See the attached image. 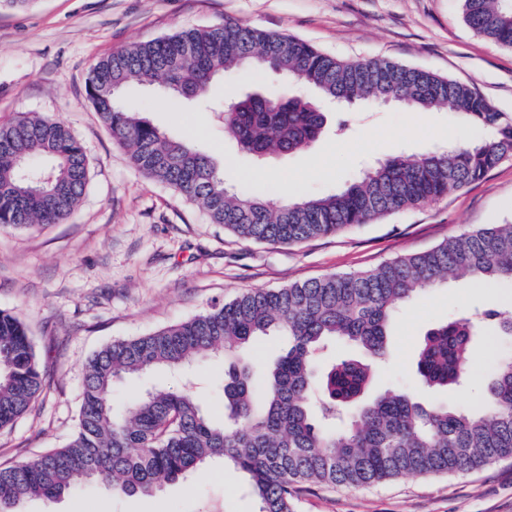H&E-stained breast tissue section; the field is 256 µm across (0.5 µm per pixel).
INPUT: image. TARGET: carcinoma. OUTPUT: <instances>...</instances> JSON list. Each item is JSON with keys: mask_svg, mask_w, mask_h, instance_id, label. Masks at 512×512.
<instances>
[{"mask_svg": "<svg viewBox=\"0 0 512 512\" xmlns=\"http://www.w3.org/2000/svg\"><path fill=\"white\" fill-rule=\"evenodd\" d=\"M462 8L475 33L512 48V0H462ZM243 64L253 67L254 91L228 100L224 136L260 162L310 148L327 124L319 102L269 90L271 74L291 76L330 102L370 99L411 111L446 106L478 136L385 159L331 194L297 195L272 206L257 193L230 192L210 157L170 138L110 92L159 82L192 101L224 70ZM87 94L139 171L196 203L212 223L259 243H302L432 203L512 156V122L466 84L390 60H340L294 36L230 18L111 54L90 73ZM87 179V157L63 121L22 116L0 126V229L59 223L78 204ZM449 276L482 288L511 283L512 224L486 225L374 270L246 289L191 319L113 341L85 365L78 422L66 445L0 465V512H23L31 500L64 495L79 503L92 485L114 496H152L215 461L244 475L259 512H295L305 483L356 488L512 457L511 357L493 359L478 408L424 403L395 391L365 396L386 359L399 310ZM485 318L497 321L499 336H512V314L490 308ZM272 332L286 338L287 348L258 378L251 348ZM497 340L470 318L434 325L416 355L421 382L432 390L462 385L474 346ZM330 342L349 344L362 356L336 361L318 383L315 368ZM207 355L224 357L220 423L188 372ZM160 369L181 383L114 409L120 381ZM44 385L26 325L0 311V429L23 415Z\"/></svg>", "mask_w": 512, "mask_h": 512, "instance_id": "cac0c4a2", "label": "carcinoma"}]
</instances>
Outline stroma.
I'll return each mask as SVG.
<instances>
[{
    "label": "stroma",
    "mask_w": 512,
    "mask_h": 512,
    "mask_svg": "<svg viewBox=\"0 0 512 512\" xmlns=\"http://www.w3.org/2000/svg\"><path fill=\"white\" fill-rule=\"evenodd\" d=\"M232 18L285 33L345 60L383 58L468 84L512 120V49L477 35L462 0H34L0 9V124L29 114L64 121L89 162L86 190L71 214L44 229L0 230V311L24 321L43 365L35 403L0 430V464L34 458L75 430L82 365L103 345L188 320L246 289H273L331 274L377 268L489 224H512V157L483 179L428 205L299 244L240 239L168 186L137 170L86 94L95 65L112 53ZM251 85L225 71L197 105L131 86L127 106L169 137L210 156L233 192L251 187L270 203L285 195L336 191L376 161L418 155L466 138L448 108L412 112L362 101L332 119H351L343 138L327 131L309 150L265 166L225 138V99ZM512 307V285L477 288L448 278L396 316L388 361L372 390L421 400L480 405L491 358L472 357L462 388L428 391L414 369L416 347L434 324L491 307ZM257 512L241 473L209 464L154 496L96 491L87 512ZM295 512H512V457L453 474L404 476L349 489L305 486Z\"/></svg>",
    "instance_id": "obj_1"
}]
</instances>
